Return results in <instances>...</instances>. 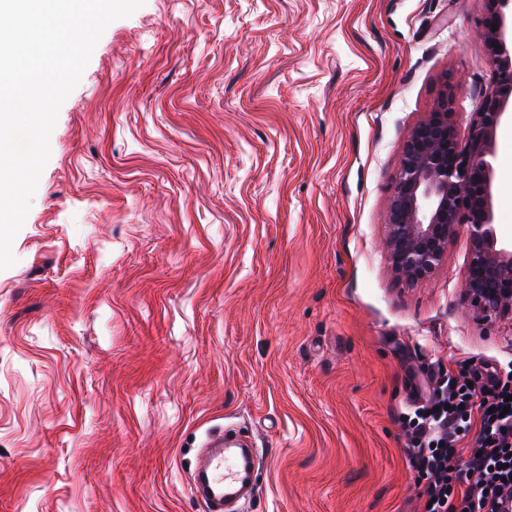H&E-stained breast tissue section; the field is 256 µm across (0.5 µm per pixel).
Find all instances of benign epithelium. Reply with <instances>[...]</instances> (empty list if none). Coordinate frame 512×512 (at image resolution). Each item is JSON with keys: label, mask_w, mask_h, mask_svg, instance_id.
I'll use <instances>...</instances> for the list:
<instances>
[{"label": "benign epithelium", "mask_w": 512, "mask_h": 512, "mask_svg": "<svg viewBox=\"0 0 512 512\" xmlns=\"http://www.w3.org/2000/svg\"><path fill=\"white\" fill-rule=\"evenodd\" d=\"M483 2L481 37L493 52V84L470 115L465 142L446 92L408 134L386 207L384 254L396 281L424 284L443 264L448 243L465 233L462 301L491 326L512 321V246L499 242L492 224L493 144L512 99V0Z\"/></svg>", "instance_id": "7a95c632"}]
</instances>
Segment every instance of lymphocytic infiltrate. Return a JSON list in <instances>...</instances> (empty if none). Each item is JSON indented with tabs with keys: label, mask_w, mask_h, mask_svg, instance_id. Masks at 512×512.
Masks as SVG:
<instances>
[{
	"label": "lymphocytic infiltrate",
	"mask_w": 512,
	"mask_h": 512,
	"mask_svg": "<svg viewBox=\"0 0 512 512\" xmlns=\"http://www.w3.org/2000/svg\"><path fill=\"white\" fill-rule=\"evenodd\" d=\"M512 366L433 375L401 416L421 488L414 512H512Z\"/></svg>",
	"instance_id": "lymphocytic-infiltrate-1"
}]
</instances>
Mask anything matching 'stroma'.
Instances as JSON below:
<instances>
[{
	"mask_svg": "<svg viewBox=\"0 0 512 512\" xmlns=\"http://www.w3.org/2000/svg\"><path fill=\"white\" fill-rule=\"evenodd\" d=\"M483 0H145L62 104L0 270V512H205L213 426L254 436L243 512H413L427 371L512 361L465 235L398 283L383 215L441 92L491 87ZM512 243V120L494 144Z\"/></svg>",
	"mask_w": 512,
	"mask_h": 512,
	"instance_id": "35a3bbf8",
	"label": "stroma"
}]
</instances>
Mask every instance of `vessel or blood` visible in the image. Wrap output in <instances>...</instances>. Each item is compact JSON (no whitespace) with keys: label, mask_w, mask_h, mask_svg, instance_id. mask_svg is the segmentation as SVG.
Instances as JSON below:
<instances>
[{"label":"vessel or blood","mask_w":512,"mask_h":512,"mask_svg":"<svg viewBox=\"0 0 512 512\" xmlns=\"http://www.w3.org/2000/svg\"><path fill=\"white\" fill-rule=\"evenodd\" d=\"M259 457L252 444L231 442L223 430L207 432L196 455L193 475L194 489L207 512H224L256 493L254 471Z\"/></svg>","instance_id":"vessel-or-blood-1"}]
</instances>
